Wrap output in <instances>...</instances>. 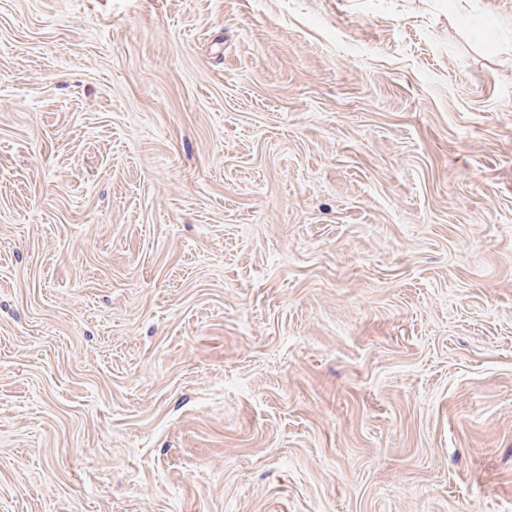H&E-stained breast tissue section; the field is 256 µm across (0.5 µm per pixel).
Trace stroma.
Returning a JSON list of instances; mask_svg holds the SVG:
<instances>
[{"instance_id": "1", "label": "stroma", "mask_w": 512, "mask_h": 512, "mask_svg": "<svg viewBox=\"0 0 512 512\" xmlns=\"http://www.w3.org/2000/svg\"><path fill=\"white\" fill-rule=\"evenodd\" d=\"M0 512H512V0H0Z\"/></svg>"}]
</instances>
